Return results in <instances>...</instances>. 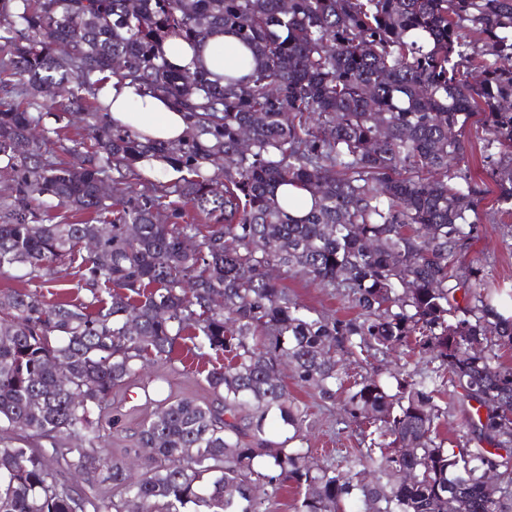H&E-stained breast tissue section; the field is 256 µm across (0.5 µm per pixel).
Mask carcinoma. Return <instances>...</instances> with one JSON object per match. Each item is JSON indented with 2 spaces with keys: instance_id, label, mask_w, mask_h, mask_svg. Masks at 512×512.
<instances>
[{
  "instance_id": "cac0c4a2",
  "label": "carcinoma",
  "mask_w": 512,
  "mask_h": 512,
  "mask_svg": "<svg viewBox=\"0 0 512 512\" xmlns=\"http://www.w3.org/2000/svg\"><path fill=\"white\" fill-rule=\"evenodd\" d=\"M225 30L252 53L244 78L160 52ZM511 60L512 0H0V273L58 283L83 247L89 293L0 292V423L49 441L0 448V512H268L255 490L286 481L304 489L294 512H512V367L500 363L512 316L465 261L483 190L459 166L481 112L483 158L512 211ZM114 80L182 107L186 139L145 141L113 121L99 92ZM52 111L82 122V141L57 149ZM154 158L177 177L146 193L140 163ZM281 186L310 191L311 209L292 215ZM272 267L336 289L357 316L313 311ZM189 328L197 349L230 356L205 376L224 405L162 403L138 432L153 455L137 475L103 455L90 416L114 425L112 392ZM408 344L439 366L394 390L372 375L345 386L344 355L367 363ZM284 362L299 385L344 395V423L366 443L354 465L288 447L305 414ZM461 399L476 407L450 450L439 426ZM272 413L293 430L279 443ZM65 470L125 496L80 494Z\"/></svg>"
}]
</instances>
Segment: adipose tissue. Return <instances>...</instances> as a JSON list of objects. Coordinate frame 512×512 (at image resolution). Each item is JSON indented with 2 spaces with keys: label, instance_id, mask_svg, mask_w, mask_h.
Here are the masks:
<instances>
[{
  "label": "adipose tissue",
  "instance_id": "obj_1",
  "mask_svg": "<svg viewBox=\"0 0 512 512\" xmlns=\"http://www.w3.org/2000/svg\"><path fill=\"white\" fill-rule=\"evenodd\" d=\"M167 60L181 69L201 66L214 75L238 71L250 50L230 32L217 34L203 44L175 50L164 46ZM99 100L112 120L139 132L145 138L169 142L184 138L188 131L186 112L175 107L168 98L144 94L138 85L109 84L101 89Z\"/></svg>",
  "mask_w": 512,
  "mask_h": 512
}]
</instances>
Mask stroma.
I'll list each match as a JSON object with an SVG mask.
<instances>
[{
  "instance_id": "stroma-1",
  "label": "stroma",
  "mask_w": 512,
  "mask_h": 512,
  "mask_svg": "<svg viewBox=\"0 0 512 512\" xmlns=\"http://www.w3.org/2000/svg\"><path fill=\"white\" fill-rule=\"evenodd\" d=\"M485 135L477 120H470L465 133L463 166L483 190L479 204L478 240L466 255L477 262L487 281L512 294V215L500 211L496 202L498 182L495 170L484 162L480 146ZM78 264L68 267L66 289L52 283H29L15 274L0 275V291L27 287L43 294L46 301H56L59 294H66L72 302L87 300L88 294L78 288ZM281 283L291 296L311 309L332 318L348 320L356 312L333 289L319 286L305 277H282ZM228 356L199 355L189 336L178 338L172 354L165 362H147L136 377L114 396L119 421L106 430L107 451L110 456L126 462L142 463L150 451L138 447L137 434L149 419L159 401L192 396L201 402L213 401L205 376L209 370L228 364ZM280 378L287 385L290 396L295 397L307 410L303 426L304 445L311 448L315 463L341 468L349 466L359 446V435L354 428L345 427L340 421L337 403L321 398L315 391L301 387L292 377L290 368H282Z\"/></svg>"
}]
</instances>
